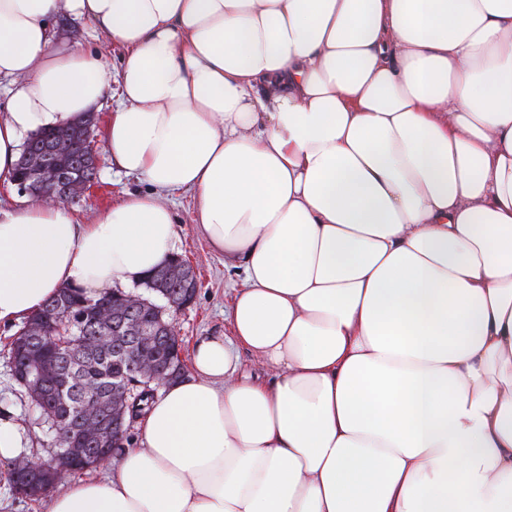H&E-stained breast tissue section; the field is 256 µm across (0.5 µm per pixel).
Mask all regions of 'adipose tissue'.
Returning <instances> with one entry per match:
<instances>
[{
    "label": "adipose tissue",
    "instance_id": "ef3b65f1",
    "mask_svg": "<svg viewBox=\"0 0 512 512\" xmlns=\"http://www.w3.org/2000/svg\"><path fill=\"white\" fill-rule=\"evenodd\" d=\"M64 14L124 49L104 145L151 189L0 210V323L166 264L177 191L237 279L45 512H512V0H0L2 183L108 88Z\"/></svg>",
    "mask_w": 512,
    "mask_h": 512
}]
</instances>
